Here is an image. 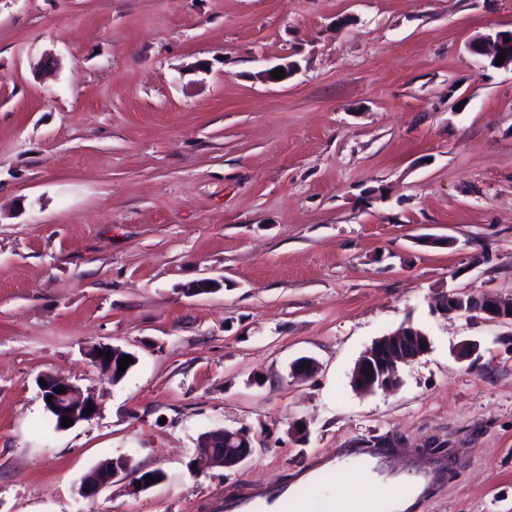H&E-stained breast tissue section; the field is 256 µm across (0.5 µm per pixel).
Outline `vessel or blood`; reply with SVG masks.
Returning <instances> with one entry per match:
<instances>
[{
	"label": "vessel or blood",
	"instance_id": "b4317fda",
	"mask_svg": "<svg viewBox=\"0 0 512 512\" xmlns=\"http://www.w3.org/2000/svg\"><path fill=\"white\" fill-rule=\"evenodd\" d=\"M392 449L372 444L346 448L336 458L318 460L300 470L288 487L252 490L242 497L225 502L224 512H275L289 505L294 512H305L297 497L296 487L314 485L328 466L345 468L364 477V501L369 512H412L416 502L425 497L440 480L445 465L441 462H416L410 480H401L389 467Z\"/></svg>",
	"mask_w": 512,
	"mask_h": 512
}]
</instances>
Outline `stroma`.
Listing matches in <instances>:
<instances>
[{"label": "stroma", "instance_id": "stroma-1", "mask_svg": "<svg viewBox=\"0 0 512 512\" xmlns=\"http://www.w3.org/2000/svg\"><path fill=\"white\" fill-rule=\"evenodd\" d=\"M511 29L512 0H0V512H215L370 442L406 478L443 449L418 512H512V325L432 311L512 298V67L469 49ZM404 324L428 353L354 391ZM45 372L98 415L55 429ZM215 427L253 452L197 470ZM119 457L163 482L80 495ZM429 347L428 335L410 324L381 336L357 360L351 380L353 387L362 393L397 390L399 365L415 361ZM98 350H101L102 355L98 354ZM107 353H111L110 359H107ZM131 356L134 358V355L131 353L107 344H98L97 346H93L89 349V357L92 365L104 376L114 381V373L116 367V360H119L124 356Z\"/></svg>", "mask_w": 512, "mask_h": 512}]
</instances>
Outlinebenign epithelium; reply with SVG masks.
I'll use <instances>...</instances> for the list:
<instances>
[{
  "label": "benign epithelium",
  "mask_w": 512,
  "mask_h": 512,
  "mask_svg": "<svg viewBox=\"0 0 512 512\" xmlns=\"http://www.w3.org/2000/svg\"><path fill=\"white\" fill-rule=\"evenodd\" d=\"M470 50L482 56L489 54L494 61L503 53L505 60L502 61V66L507 67L512 64V30L481 35L472 42ZM466 296V292L447 293L436 301V306L445 315L467 311L479 314L480 319L486 322H512V299H502L485 293L480 300L468 303ZM429 347L428 335L411 324L403 325L378 338L357 360L352 374L353 387L362 393L397 390L400 386L399 365L415 361L426 354ZM126 354L127 351L107 344H99L89 349L92 365L111 380L114 379L116 361ZM316 370L315 360L309 357L299 358L290 364V376L294 379L307 378ZM39 379L46 383V386L40 388L42 397L52 398L50 407L60 416L71 418L72 424L89 421L98 414L96 408L89 414L84 413L90 399L84 396L79 386L47 373L40 375ZM59 387L64 388L65 392L56 393ZM202 448L212 464L233 469L251 455L253 439L250 431L244 428H218L204 436ZM139 475L140 472L132 470L130 461L124 458L120 463L111 465L108 470H91L83 478L82 490L93 495L110 485L114 479L122 477L128 481L129 491L137 494L150 488V484L138 479Z\"/></svg>",
  "instance_id": "7a95c632"
}]
</instances>
